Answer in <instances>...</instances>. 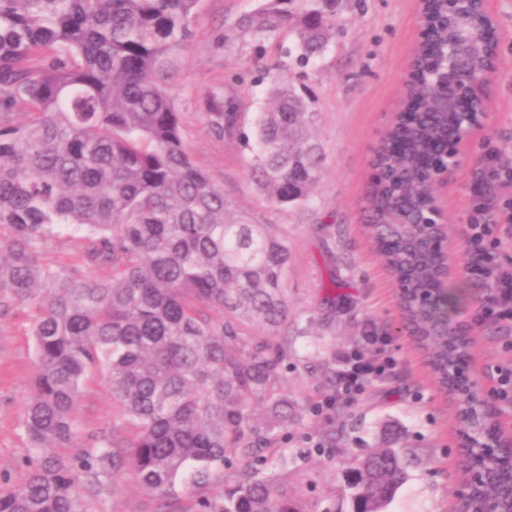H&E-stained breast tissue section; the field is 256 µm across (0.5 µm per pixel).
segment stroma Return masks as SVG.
Segmentation results:
<instances>
[{
  "instance_id": "obj_1",
  "label": "stroma",
  "mask_w": 512,
  "mask_h": 512,
  "mask_svg": "<svg viewBox=\"0 0 512 512\" xmlns=\"http://www.w3.org/2000/svg\"><path fill=\"white\" fill-rule=\"evenodd\" d=\"M259 4L201 0L194 37L175 67L170 88L193 159L223 188L232 216L273 225L288 241L285 286L293 342L276 388L297 401V420L280 431L281 450L266 465L234 457L230 465L213 470L207 486L179 485L178 505L182 512H197L201 499L256 468L286 489L304 512H352L348 460L371 448L390 447L405 452L408 478L387 512H456L463 425L403 330L396 285L363 228L374 176L372 151L388 129L412 52L422 40L417 0H339L330 47L302 74L294 73L273 39L261 47L248 38L223 50L213 47L215 29ZM487 6L498 27L496 69L483 87L488 119L437 194L457 270L454 282L467 285L472 295L456 313L471 327L468 371L488 390L495 386L498 370L512 369V327L475 322L486 291L462 270V230L471 216L475 182L493 185L484 199L491 210L512 196L511 189L496 186L494 176L495 170L512 164V0H487ZM285 74L313 114L309 132L323 147L324 163L310 203L275 207L249 176L253 152L244 139L252 135L259 112L272 104L274 77ZM217 86L238 102L240 137L219 141L204 128L202 97ZM319 224L330 225V238L315 233ZM331 251L336 254L332 261L327 258ZM34 316L29 305L0 297L2 490L26 482L34 456L24 428L25 405L36 379ZM369 325L389 338L395 368L367 383L352 404L324 408L332 391L320 378L322 357H340L361 347ZM75 422V439L55 450L66 461L94 450L103 439L125 447L134 432L97 370L84 381ZM338 426L345 428V440L327 447L325 433ZM80 497L83 512H157L159 507L138 488L127 467L85 483Z\"/></svg>"
}]
</instances>
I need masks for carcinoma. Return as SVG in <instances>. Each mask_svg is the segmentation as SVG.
Wrapping results in <instances>:
<instances>
[{
  "label": "carcinoma",
  "mask_w": 512,
  "mask_h": 512,
  "mask_svg": "<svg viewBox=\"0 0 512 512\" xmlns=\"http://www.w3.org/2000/svg\"><path fill=\"white\" fill-rule=\"evenodd\" d=\"M337 0H263L213 37L263 42L283 30L288 55L305 68L328 48ZM199 0H0V292L35 309L37 359L24 426L35 450L26 483L0 491V512H82L81 479L127 462L139 488L177 512L176 482H208L232 456L252 457L274 444L295 404L275 392L288 363L290 317L284 275L287 241L269 224L229 217L224 189L191 159L181 112L168 88L176 53L194 37ZM445 0H426L431 39L415 50L424 70L462 32L443 21ZM496 49L464 48L470 76L495 67ZM274 107L254 126L250 177L273 206L306 204L323 161L305 128L309 115L286 81L271 90ZM414 119L392 116L374 150L366 198L367 233L390 274L409 291L402 317L439 390L448 365L469 347L454 335V308L470 294L448 292V314L416 303L433 286L437 262L419 216L436 199L415 164L448 138L450 114L434 92L412 83ZM216 140L239 133V112L224 88L202 98ZM84 243L85 267L107 266L108 281L43 265L44 245L62 232ZM222 312L216 321L211 310ZM253 324L280 332L276 342L248 336ZM106 373L113 399L134 436L126 454L100 442L72 464L53 449L75 437L82 383ZM487 480L471 486L474 512L512 493L500 478L512 461L482 456ZM356 512H385L406 482L404 455L374 448L350 465ZM202 512H299L272 480L249 472L200 501Z\"/></svg>",
  "instance_id": "obj_1"
}]
</instances>
